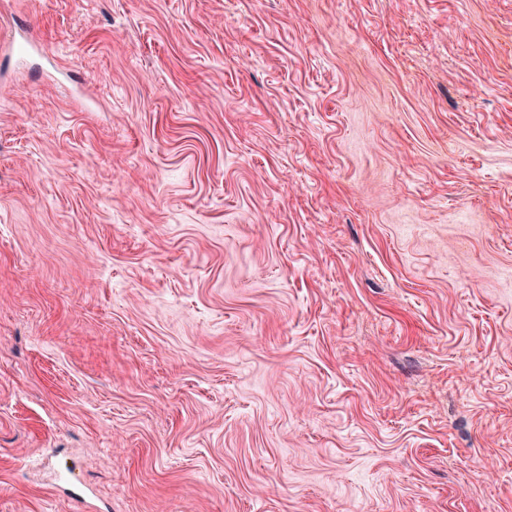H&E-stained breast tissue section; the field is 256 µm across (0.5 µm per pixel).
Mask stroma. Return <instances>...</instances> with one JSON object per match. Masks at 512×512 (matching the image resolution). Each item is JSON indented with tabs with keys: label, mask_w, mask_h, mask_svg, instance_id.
<instances>
[{
	"label": "stroma",
	"mask_w": 512,
	"mask_h": 512,
	"mask_svg": "<svg viewBox=\"0 0 512 512\" xmlns=\"http://www.w3.org/2000/svg\"><path fill=\"white\" fill-rule=\"evenodd\" d=\"M0 512H512V0H0Z\"/></svg>",
	"instance_id": "stroma-1"
}]
</instances>
